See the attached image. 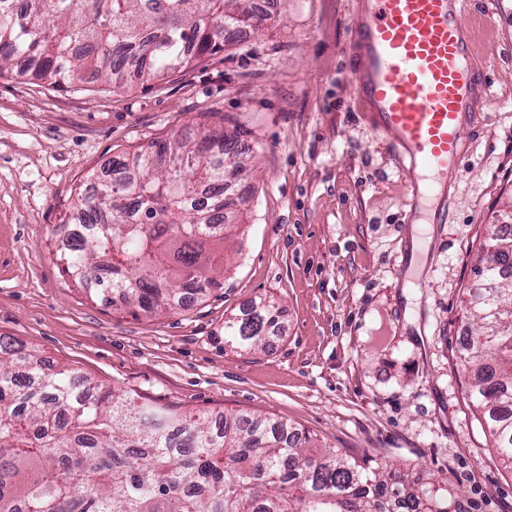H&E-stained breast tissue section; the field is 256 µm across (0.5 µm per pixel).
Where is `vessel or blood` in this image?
I'll use <instances>...</instances> for the list:
<instances>
[{"instance_id": "1", "label": "vessel or blood", "mask_w": 512, "mask_h": 512, "mask_svg": "<svg viewBox=\"0 0 512 512\" xmlns=\"http://www.w3.org/2000/svg\"><path fill=\"white\" fill-rule=\"evenodd\" d=\"M352 32L353 93L392 136L399 161L440 196L463 160L460 132L488 85L476 65L464 0H361Z\"/></svg>"}]
</instances>
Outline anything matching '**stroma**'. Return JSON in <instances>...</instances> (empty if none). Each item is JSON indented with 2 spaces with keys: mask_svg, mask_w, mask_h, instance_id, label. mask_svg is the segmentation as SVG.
<instances>
[{
  "mask_svg": "<svg viewBox=\"0 0 512 512\" xmlns=\"http://www.w3.org/2000/svg\"><path fill=\"white\" fill-rule=\"evenodd\" d=\"M464 19L491 89L410 287L412 176L351 91L357 0H272L223 54L160 82L57 90L0 78V336L95 381L191 412L273 415L320 445L444 483L457 512H512V471L467 396L464 301L512 211V0ZM247 129L224 282L155 317L70 285L55 240L76 193L195 121ZM282 311L266 350L224 346L252 300Z\"/></svg>",
  "mask_w": 512,
  "mask_h": 512,
  "instance_id": "stroma-1",
  "label": "stroma"
}]
</instances>
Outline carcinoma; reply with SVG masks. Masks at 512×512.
I'll list each match as a JSON object with an SVG mask.
<instances>
[{"label":"carcinoma","instance_id":"obj_1","mask_svg":"<svg viewBox=\"0 0 512 512\" xmlns=\"http://www.w3.org/2000/svg\"><path fill=\"white\" fill-rule=\"evenodd\" d=\"M253 0H0V77L14 60L68 89L90 70L116 89L224 51L228 30L258 24ZM241 132L199 125L156 141L125 174L78 192L64 255L78 286L146 315L205 294L224 275L230 179ZM512 224L487 236L470 290L464 361L472 406L512 470ZM259 300L224 321V345L262 350L277 323ZM451 512L448 494L417 489L370 460L323 447L292 425L250 413L218 419L141 402L0 336V512Z\"/></svg>","mask_w":512,"mask_h":512}]
</instances>
